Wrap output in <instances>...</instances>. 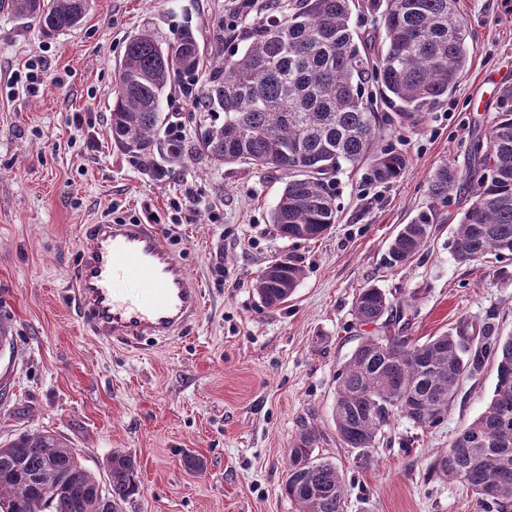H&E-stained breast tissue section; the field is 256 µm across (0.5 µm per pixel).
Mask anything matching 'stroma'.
Returning a JSON list of instances; mask_svg holds the SVG:
<instances>
[{
  "label": "stroma",
  "instance_id": "stroma-1",
  "mask_svg": "<svg viewBox=\"0 0 512 512\" xmlns=\"http://www.w3.org/2000/svg\"><path fill=\"white\" fill-rule=\"evenodd\" d=\"M243 2L91 0L79 27L53 37L0 8V317L14 336L13 354L0 357V440L49 427L93 470L112 450L130 453L142 492L125 512H298L283 492L286 454L309 424L320 455L344 472L345 512H486L431 465L485 409L495 365L462 383L436 428L418 435L395 420L364 465L338 441L333 409L336 373L357 344L359 288L417 293L416 339L488 316L512 335V260L461 264L448 250L471 202L467 185L412 262L384 265L397 230L428 204L436 169L464 168L473 137L494 120L492 77L512 85V0H458L473 46L467 72L418 128L389 130L387 144L409 160L397 180L372 181L364 167L337 173L336 222L314 241L283 239L269 222L281 173L201 159L174 167L163 150L144 167L108 131L127 37L148 28L173 42L188 27L210 48L218 26L244 25L273 0ZM34 59L43 71L32 94L12 79ZM187 193L220 213L213 224L190 208L160 227L202 282L199 319L168 341L103 343L67 299L80 226L161 212ZM284 254L303 276L287 303L268 308L254 279ZM189 454L204 459L203 471L184 465Z\"/></svg>",
  "mask_w": 512,
  "mask_h": 512
}]
</instances>
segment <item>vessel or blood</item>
<instances>
[{
    "label": "vessel or blood",
    "instance_id": "obj_1",
    "mask_svg": "<svg viewBox=\"0 0 512 512\" xmlns=\"http://www.w3.org/2000/svg\"><path fill=\"white\" fill-rule=\"evenodd\" d=\"M79 252L69 298L83 325L102 340H167L199 317L202 290L164 245L158 225H87ZM126 280L140 282V290L119 291L118 282Z\"/></svg>",
    "mask_w": 512,
    "mask_h": 512
}]
</instances>
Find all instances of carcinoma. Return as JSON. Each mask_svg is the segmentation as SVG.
<instances>
[{"mask_svg": "<svg viewBox=\"0 0 512 512\" xmlns=\"http://www.w3.org/2000/svg\"><path fill=\"white\" fill-rule=\"evenodd\" d=\"M353 0H288L268 16L219 35L240 48L229 53L200 46L183 31L166 44L148 30L128 38L112 91V140L140 163L160 145L168 122L162 112L172 85L203 114L195 143L168 145L175 159L201 156L214 167L244 164L283 175L271 223L285 239L312 241L336 222V173L344 165H369L377 182L397 179L404 154L382 145L396 124L419 126L427 112L454 90L471 49L456 0H387L382 47L360 37L350 20ZM90 0H11L14 16L46 36L77 27ZM393 116L364 101L367 78ZM465 183L472 203L448 240L454 259L512 256V87L500 90L497 115L473 141L466 168L444 165L429 180V204L402 225L384 263L404 267L433 239L439 207ZM303 275L296 261L271 262L257 276L263 303L278 306ZM415 296L399 300L376 286L359 289L357 324L394 326L386 336H361L336 374L334 422L341 444L361 463L403 418L426 432L443 422L460 384L497 365L486 409L435 460L433 472L458 480L493 512H512V337L500 336L493 318L457 323L454 331L421 342L408 336ZM8 320L0 316V356L12 353ZM319 431L303 425L287 451L284 490L299 512H344L346 480L336 462L316 453ZM101 480L71 442L52 429L24 432L0 444V512H123L140 493L135 459L114 450Z\"/></svg>", "mask_w": 512, "mask_h": 512, "instance_id": "carcinoma-1", "label": "carcinoma"}]
</instances>
